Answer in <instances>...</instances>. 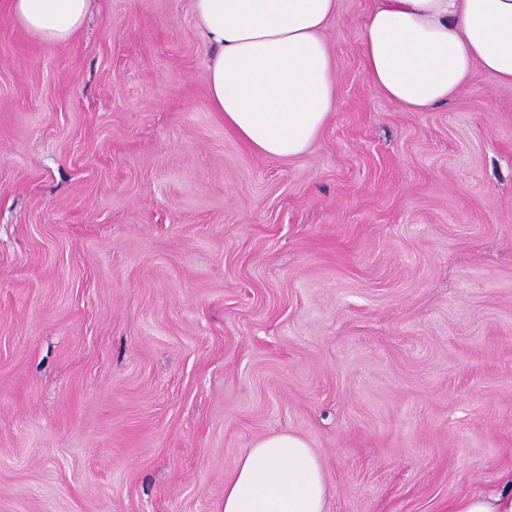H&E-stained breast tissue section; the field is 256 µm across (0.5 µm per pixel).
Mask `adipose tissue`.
Here are the masks:
<instances>
[{
    "label": "adipose tissue",
    "mask_w": 512,
    "mask_h": 512,
    "mask_svg": "<svg viewBox=\"0 0 512 512\" xmlns=\"http://www.w3.org/2000/svg\"><path fill=\"white\" fill-rule=\"evenodd\" d=\"M17 25L60 46L87 0H7ZM212 50L211 103L253 151L305 153L336 105L323 33L337 0H192ZM361 51L369 80L407 112L448 104L476 71L512 86V0H376ZM327 479L308 442L282 432L257 440L224 485L223 512H326ZM448 512H512V478L452 502Z\"/></svg>",
    "instance_id": "adipose-tissue-1"
}]
</instances>
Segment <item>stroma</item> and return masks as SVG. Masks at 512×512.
I'll list each match as a JSON object with an SVG mask.
<instances>
[{
	"label": "stroma",
	"instance_id": "stroma-1",
	"mask_svg": "<svg viewBox=\"0 0 512 512\" xmlns=\"http://www.w3.org/2000/svg\"><path fill=\"white\" fill-rule=\"evenodd\" d=\"M373 0L325 33L337 104L251 150L190 0H91L66 45L0 0V512H223L258 439L326 512H448L512 474V86L405 112Z\"/></svg>",
	"mask_w": 512,
	"mask_h": 512
}]
</instances>
